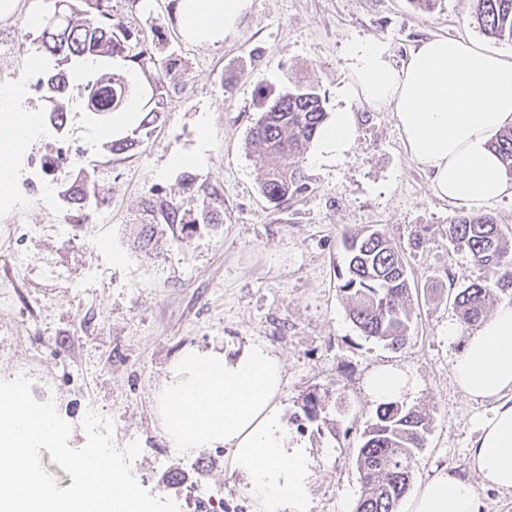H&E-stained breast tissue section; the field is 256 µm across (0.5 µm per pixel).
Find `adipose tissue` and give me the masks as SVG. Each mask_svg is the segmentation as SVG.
Listing matches in <instances>:
<instances>
[{
    "label": "adipose tissue",
    "mask_w": 512,
    "mask_h": 512,
    "mask_svg": "<svg viewBox=\"0 0 512 512\" xmlns=\"http://www.w3.org/2000/svg\"><path fill=\"white\" fill-rule=\"evenodd\" d=\"M250 6L251 0H177V13L187 37L215 43L237 30ZM349 58V95L392 108L409 156L429 171L439 198L480 206L512 194V179L490 146L512 126V61L438 36L421 41L399 65L381 40L354 43ZM37 121L33 112L0 117V170ZM357 134L354 112H335L316 135V157L342 161ZM283 373L277 353L252 344L190 347L171 364L158 409L177 448H227L232 470L264 512H309V455L289 443L274 403ZM453 375L466 396L491 404L468 450L470 468L483 486L512 493V304H501L464 340ZM413 387L407 371L387 365L367 376L364 391L379 405L400 401ZM405 512H483V502L467 477L444 469Z\"/></svg>",
    "instance_id": "ef3b65f1"
}]
</instances>
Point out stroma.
Returning <instances> with one entry per match:
<instances>
[{"instance_id": "35a3bbf8", "label": "stroma", "mask_w": 512, "mask_h": 512, "mask_svg": "<svg viewBox=\"0 0 512 512\" xmlns=\"http://www.w3.org/2000/svg\"><path fill=\"white\" fill-rule=\"evenodd\" d=\"M129 32L151 43L167 100L147 135L121 154L108 150L112 122L66 105L51 127L36 84L41 26L0 21V112H36L24 151L11 160V188L0 193V379L31 382L53 401L84 446L82 420L93 411L113 423L118 448L139 443L131 464L151 495L194 512L208 499L224 512L259 504L232 472L225 448L186 453L165 437L157 396L170 365L189 347L251 343L279 354L285 367L275 402L290 443L311 459L310 512H354L360 477L350 459L375 407L363 380L375 367L411 374L406 406L431 416L412 484L437 471L468 475L484 512H512V494L483 488L468 448L490 405L466 397L452 364L471 333L450 289L495 271L454 251L448 224L468 205L439 199L405 149L391 108L350 99L352 43L387 42L395 61L430 36L473 40L512 60V42L479 29L471 0H252L236 33L215 44L185 39L174 0H112ZM312 83L328 112H354L358 136L347 157L322 163L306 153V193L281 205L261 192L263 170L246 138L263 97ZM179 154L200 156L192 167ZM84 179L87 201L61 192ZM178 208L168 220V204ZM375 225L405 253L412 339L394 350L354 326L339 290L345 230ZM421 245H414V237ZM325 395L331 430L297 427L303 397Z\"/></svg>"}]
</instances>
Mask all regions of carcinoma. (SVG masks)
<instances>
[{
  "label": "carcinoma",
  "mask_w": 512,
  "mask_h": 512,
  "mask_svg": "<svg viewBox=\"0 0 512 512\" xmlns=\"http://www.w3.org/2000/svg\"><path fill=\"white\" fill-rule=\"evenodd\" d=\"M472 17L482 33L492 39L512 42V0H471ZM127 28L112 15V0H70L69 17L49 23L41 34L45 54L54 67L40 79L49 103L50 122H64L62 102L73 91L87 101L88 110L108 115L121 110L120 102L141 95V89L123 77L102 73L83 85L72 81L70 64L74 60L109 62L121 57L138 68L153 61L146 41L128 42ZM163 84L160 78L150 85L142 111L140 127L153 122L164 111ZM317 87L298 85L260 103L261 116L250 129L247 147L256 158L268 163L261 191L280 205L307 189L302 169L303 155L327 112ZM505 175L512 174V127L501 130L492 140ZM448 241L453 248L468 253L474 266L494 268L493 281L475 279L454 296L460 319L467 326L484 320L493 300L512 295V238L506 236L490 213L460 214L448 224ZM345 269L338 273L339 289L349 301V317L363 335L394 350L403 348L411 336L410 283L404 252L386 232L367 226L344 235ZM320 395L302 399L304 421L327 424L322 417ZM429 417L395 403L376 408L373 422L360 436L352 463L361 480V495L356 512H397L400 500L413 479L416 455L424 447L429 432Z\"/></svg>",
  "instance_id": "carcinoma-1"
}]
</instances>
